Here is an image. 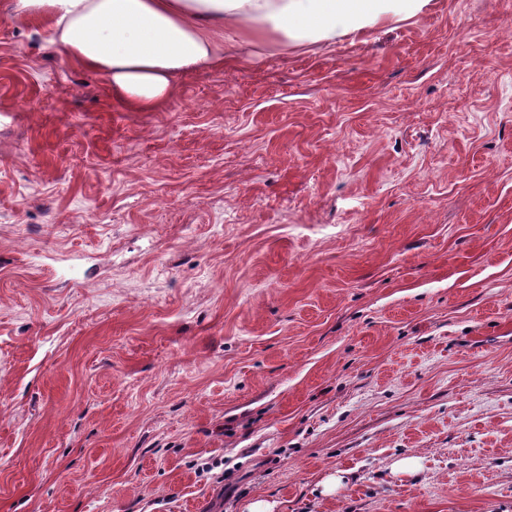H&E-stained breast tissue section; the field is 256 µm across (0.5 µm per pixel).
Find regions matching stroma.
Here are the masks:
<instances>
[{"label":"stroma","instance_id":"obj_1","mask_svg":"<svg viewBox=\"0 0 512 512\" xmlns=\"http://www.w3.org/2000/svg\"><path fill=\"white\" fill-rule=\"evenodd\" d=\"M511 9L141 112L0 0V512H512Z\"/></svg>","mask_w":512,"mask_h":512}]
</instances>
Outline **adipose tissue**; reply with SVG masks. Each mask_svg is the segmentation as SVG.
I'll use <instances>...</instances> for the list:
<instances>
[{"mask_svg": "<svg viewBox=\"0 0 512 512\" xmlns=\"http://www.w3.org/2000/svg\"><path fill=\"white\" fill-rule=\"evenodd\" d=\"M430 0H13L16 17L48 24L61 55L103 74L125 105L148 110L177 75L272 42L335 43Z\"/></svg>", "mask_w": 512, "mask_h": 512, "instance_id": "ef3b65f1", "label": "adipose tissue"}]
</instances>
